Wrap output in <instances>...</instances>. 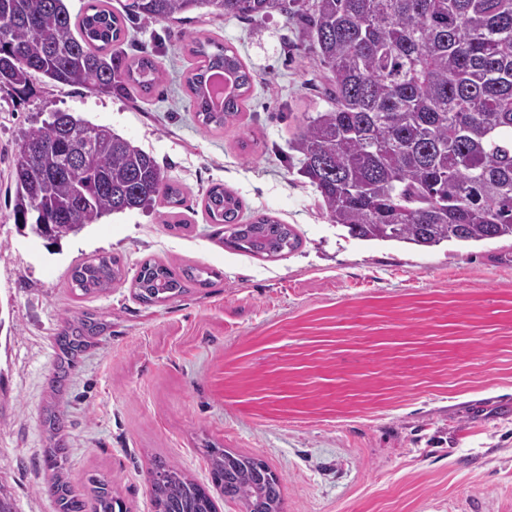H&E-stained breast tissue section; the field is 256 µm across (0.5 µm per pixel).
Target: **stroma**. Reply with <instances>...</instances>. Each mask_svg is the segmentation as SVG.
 I'll use <instances>...</instances> for the list:
<instances>
[{
    "label": "stroma",
    "instance_id": "obj_1",
    "mask_svg": "<svg viewBox=\"0 0 512 512\" xmlns=\"http://www.w3.org/2000/svg\"><path fill=\"white\" fill-rule=\"evenodd\" d=\"M124 27L126 56L159 67L137 101L42 76L0 91V482L14 512H55L40 491L55 444L75 490L98 474L130 512H153L152 458L206 484L209 442L266 462L283 512H512V241L416 248L329 221L288 148L327 107L297 20L197 9ZM193 37L224 43L254 76L234 124L207 131L195 118ZM55 111L150 153L182 192L187 230L158 205L55 243L18 231L11 159ZM216 184L241 199L243 221L277 218L300 247L265 259L226 246L204 210ZM102 254L121 257L126 280L74 296L69 269ZM149 259L207 270L209 283L141 303L130 279ZM82 314L103 330L57 396L54 337ZM49 408L65 418L60 435L43 423Z\"/></svg>",
    "mask_w": 512,
    "mask_h": 512
}]
</instances>
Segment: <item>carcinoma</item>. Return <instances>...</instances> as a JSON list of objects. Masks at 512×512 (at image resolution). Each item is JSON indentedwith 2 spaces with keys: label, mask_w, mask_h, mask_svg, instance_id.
Masks as SVG:
<instances>
[{
  "label": "carcinoma",
  "mask_w": 512,
  "mask_h": 512,
  "mask_svg": "<svg viewBox=\"0 0 512 512\" xmlns=\"http://www.w3.org/2000/svg\"><path fill=\"white\" fill-rule=\"evenodd\" d=\"M200 6L248 19L287 10L286 0H130L126 9L149 25ZM303 15L329 103L288 148L331 223L359 240L419 247L512 240V0H312ZM77 27L76 35L64 0H0V89L24 91L40 74L131 100L152 91L155 60L129 62L112 51L122 28L105 4L90 5ZM189 52L198 121L222 128L243 112L252 75L212 40L190 38ZM212 70L235 78L221 112L203 92ZM11 177L15 223L46 239L111 213L181 203L153 156L108 126L61 111L27 131ZM204 206L213 223L229 227L226 243L235 249L278 257L300 246L291 226L272 217L241 223L240 199L221 184L207 191ZM119 264L112 255L82 261L71 268L69 287L99 293L116 281ZM191 284L206 281L155 260L132 280L146 304ZM99 328L86 314L65 321L55 336L57 384ZM207 456L213 485L244 512H282L281 481L265 463L216 447ZM67 460V449H45L41 490L57 512H125L108 481L91 477L88 492L75 493ZM149 484L155 512H215L210 489L165 460L153 461Z\"/></svg>",
  "instance_id": "carcinoma-1"
}]
</instances>
